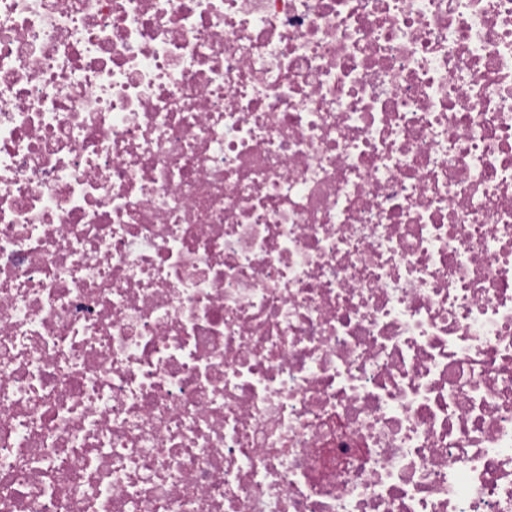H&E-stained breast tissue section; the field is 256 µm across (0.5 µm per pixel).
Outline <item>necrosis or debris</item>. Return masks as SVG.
Segmentation results:
<instances>
[{
  "label": "necrosis or debris",
  "instance_id": "obj_1",
  "mask_svg": "<svg viewBox=\"0 0 512 512\" xmlns=\"http://www.w3.org/2000/svg\"><path fill=\"white\" fill-rule=\"evenodd\" d=\"M0 512H512V0H0Z\"/></svg>",
  "mask_w": 512,
  "mask_h": 512
}]
</instances>
